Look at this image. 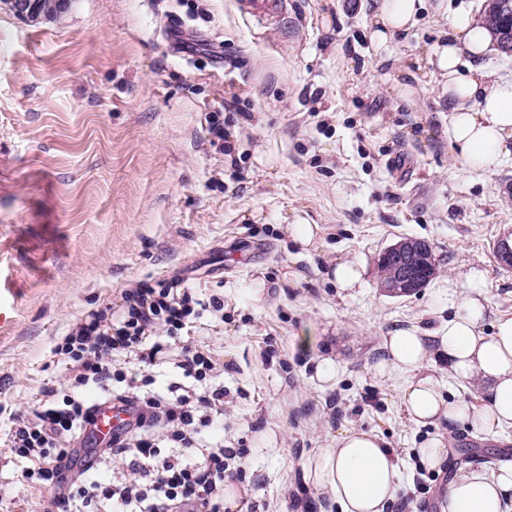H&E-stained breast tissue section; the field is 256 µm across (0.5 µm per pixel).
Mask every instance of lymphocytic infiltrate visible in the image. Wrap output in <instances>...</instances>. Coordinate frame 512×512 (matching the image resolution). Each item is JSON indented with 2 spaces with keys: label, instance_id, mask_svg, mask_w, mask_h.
Returning <instances> with one entry per match:
<instances>
[{
  "label": "lymphocytic infiltrate",
  "instance_id": "lymphocytic-infiltrate-1",
  "mask_svg": "<svg viewBox=\"0 0 512 512\" xmlns=\"http://www.w3.org/2000/svg\"><path fill=\"white\" fill-rule=\"evenodd\" d=\"M204 311L223 319V295L199 298L177 276L141 282L126 290L119 312L89 313L56 344L66 391L44 388L35 408L0 437L20 465L19 482L49 493L50 512H224L235 452L203 434L223 429L226 392L211 351L184 338ZM132 364L144 375H130ZM161 365L182 378L157 390L151 370ZM91 386L98 400L85 396ZM100 403L129 406L134 419L89 459L80 447ZM106 462L111 476L95 477Z\"/></svg>",
  "mask_w": 512,
  "mask_h": 512
}]
</instances>
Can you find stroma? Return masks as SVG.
<instances>
[{
	"label": "stroma",
	"mask_w": 512,
	"mask_h": 512,
	"mask_svg": "<svg viewBox=\"0 0 512 512\" xmlns=\"http://www.w3.org/2000/svg\"><path fill=\"white\" fill-rule=\"evenodd\" d=\"M440 1L473 16L483 3L428 0L392 65L367 34L376 0H288L280 24L237 0H72L39 24L0 5V433L64 384L53 348L72 324L177 275L224 297L223 322L203 315L189 337L224 362V445L246 460L238 512H338L303 467L346 427L378 431L398 457L387 512H441L456 464L512 459V428L414 424L403 377L372 369L389 331L447 324L435 297L469 270L493 315H512V268L495 254L512 233V159L474 170L442 136L448 102L427 60ZM417 64L409 103L398 86ZM212 115L231 154L210 144ZM298 216L321 228L307 254L286 232ZM409 237L431 244L436 272L391 297L377 257ZM345 258L364 264L362 287L327 280ZM327 357L328 387L315 374ZM434 437L447 467L422 494L414 450ZM9 457L0 447V512H46Z\"/></svg>",
	"instance_id": "1"
}]
</instances>
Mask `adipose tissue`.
<instances>
[{"instance_id": "obj_1", "label": "adipose tissue", "mask_w": 512, "mask_h": 512, "mask_svg": "<svg viewBox=\"0 0 512 512\" xmlns=\"http://www.w3.org/2000/svg\"><path fill=\"white\" fill-rule=\"evenodd\" d=\"M424 6V0H379L371 41L387 48L409 31ZM491 46L490 33L460 12L429 56L448 100V144L461 162L482 171L512 156V81L483 65ZM448 308V323L439 330L412 325L384 336V355L373 369L382 378L406 375L400 404L413 423L447 420L500 433L512 426V315L490 317L485 277L476 269L449 281ZM438 354L448 359L449 379L483 384L478 402L442 396L438 380L425 372ZM308 477L340 512H386L400 491L398 459L373 429L340 431L334 446L320 450L309 465ZM444 498L447 512H512V462L494 471L460 465Z\"/></svg>"}]
</instances>
